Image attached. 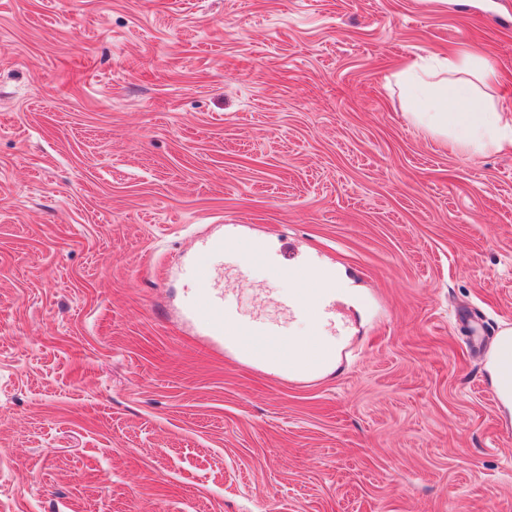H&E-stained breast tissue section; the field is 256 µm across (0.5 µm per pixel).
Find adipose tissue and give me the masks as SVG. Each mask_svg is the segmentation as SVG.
<instances>
[{
	"label": "adipose tissue",
	"mask_w": 512,
	"mask_h": 512,
	"mask_svg": "<svg viewBox=\"0 0 512 512\" xmlns=\"http://www.w3.org/2000/svg\"><path fill=\"white\" fill-rule=\"evenodd\" d=\"M410 121L477 156L512 152V108L488 99L496 70L465 49L435 53L392 73Z\"/></svg>",
	"instance_id": "adipose-tissue-1"
}]
</instances>
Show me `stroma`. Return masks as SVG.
<instances>
[{"instance_id": "35a3bbf8", "label": "stroma", "mask_w": 512, "mask_h": 512, "mask_svg": "<svg viewBox=\"0 0 512 512\" xmlns=\"http://www.w3.org/2000/svg\"><path fill=\"white\" fill-rule=\"evenodd\" d=\"M458 48L512 107V0H0V512H512V153L388 81ZM226 234L345 278L334 364L198 342L314 329ZM201 314H208L212 319L205 323L200 329L201 336H205L207 342L220 350H228L235 357L256 363L275 365L283 369L292 368L297 371H307V357L304 355L308 339L288 338V343L283 341L279 328L272 323L259 318H248L244 316L236 302L224 289H211L204 294H195L185 301L183 316L192 320ZM232 336H249V339L256 344L262 343L259 336H268L274 343L278 344L281 354L270 359H264L257 354L255 345L243 337L233 338ZM511 334L506 332L500 340L496 349L495 359V378L498 388L502 390L505 395L512 391V347L508 345V339Z\"/></svg>"}]
</instances>
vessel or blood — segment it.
<instances>
[{"mask_svg":"<svg viewBox=\"0 0 512 512\" xmlns=\"http://www.w3.org/2000/svg\"><path fill=\"white\" fill-rule=\"evenodd\" d=\"M246 248L263 262H266L273 275L289 274L292 277L303 276L316 280L319 284L315 299L304 301L292 298L288 301L289 309L307 315L317 327L323 328L333 324L335 310L332 302L336 297L338 285L335 279L326 277L322 269L307 266L294 261L284 263L277 254L272 253L265 240L252 238L246 240ZM209 315V322L200 330L207 342L220 350H228L235 357L250 362H260L261 357L252 342L253 337L266 336L278 343L281 353L271 359L272 365L282 367L288 362L287 342L282 341L281 332L276 325L258 318L244 316L233 298L220 289H211L203 294L188 298L184 304L183 316L191 320L199 315Z\"/></svg>","mask_w":512,"mask_h":512,"instance_id":"b4317fda","label":"vessel or blood"}]
</instances>
